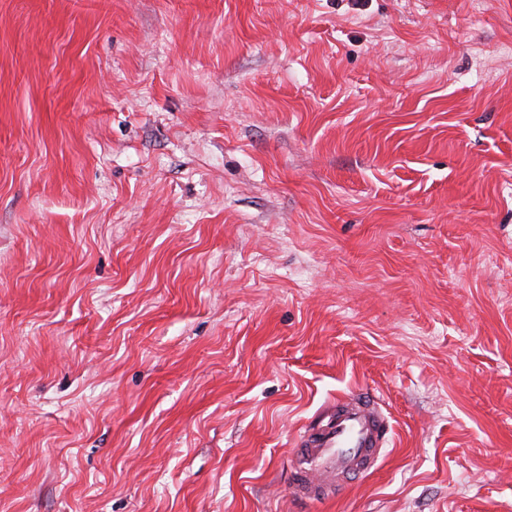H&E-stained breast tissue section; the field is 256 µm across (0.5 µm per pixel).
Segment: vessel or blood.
I'll use <instances>...</instances> for the list:
<instances>
[{"instance_id":"b4317fda","label":"vessel or blood","mask_w":512,"mask_h":512,"mask_svg":"<svg viewBox=\"0 0 512 512\" xmlns=\"http://www.w3.org/2000/svg\"><path fill=\"white\" fill-rule=\"evenodd\" d=\"M387 427L372 397L357 394L331 407L325 425L302 436L292 478L297 497H332L337 485L370 472L386 442Z\"/></svg>"}]
</instances>
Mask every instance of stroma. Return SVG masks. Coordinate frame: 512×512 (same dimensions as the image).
Masks as SVG:
<instances>
[{"label": "stroma", "instance_id": "stroma-1", "mask_svg": "<svg viewBox=\"0 0 512 512\" xmlns=\"http://www.w3.org/2000/svg\"><path fill=\"white\" fill-rule=\"evenodd\" d=\"M0 512H512V0H0ZM329 411L327 423L306 431L298 444L302 462L292 488L305 501L332 497L340 483L369 473L386 442L387 427L372 397L357 394Z\"/></svg>", "mask_w": 512, "mask_h": 512}]
</instances>
